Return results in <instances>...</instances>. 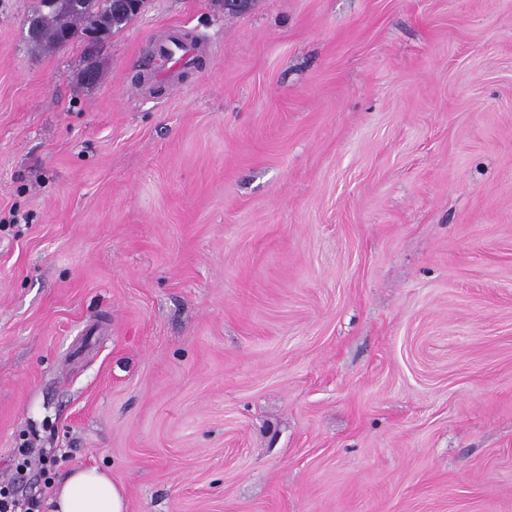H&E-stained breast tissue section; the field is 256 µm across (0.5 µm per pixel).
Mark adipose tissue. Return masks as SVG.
Segmentation results:
<instances>
[{
	"instance_id": "adipose-tissue-1",
	"label": "adipose tissue",
	"mask_w": 512,
	"mask_h": 512,
	"mask_svg": "<svg viewBox=\"0 0 512 512\" xmlns=\"http://www.w3.org/2000/svg\"><path fill=\"white\" fill-rule=\"evenodd\" d=\"M52 512H127L121 487L96 467L73 470L55 490Z\"/></svg>"
}]
</instances>
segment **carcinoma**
Here are the masks:
<instances>
[{
    "label": "carcinoma",
    "instance_id": "obj_1",
    "mask_svg": "<svg viewBox=\"0 0 512 512\" xmlns=\"http://www.w3.org/2000/svg\"><path fill=\"white\" fill-rule=\"evenodd\" d=\"M49 2L36 0L27 19L36 29V35L27 41L30 50L34 52L43 53L82 42L88 26L97 22L104 24L111 33L131 21V18L112 8L111 0H82L77 6L71 0H57L52 6ZM85 59L82 79L89 85L100 79L99 57L87 55Z\"/></svg>",
    "mask_w": 512,
    "mask_h": 512
}]
</instances>
